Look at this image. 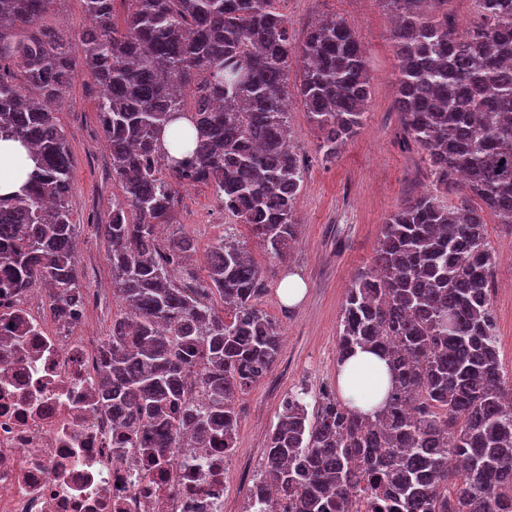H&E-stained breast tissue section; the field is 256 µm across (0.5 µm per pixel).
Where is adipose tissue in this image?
I'll return each instance as SVG.
<instances>
[{"label": "adipose tissue", "instance_id": "adipose-tissue-1", "mask_svg": "<svg viewBox=\"0 0 512 512\" xmlns=\"http://www.w3.org/2000/svg\"><path fill=\"white\" fill-rule=\"evenodd\" d=\"M31 166L26 146L12 139H0V196L18 193ZM343 396L352 407L368 413L378 407L389 387L385 361L372 349L356 348L338 366Z\"/></svg>", "mask_w": 512, "mask_h": 512}]
</instances>
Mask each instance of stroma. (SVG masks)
Listing matches in <instances>:
<instances>
[{"label":"stroma","instance_id":"1","mask_svg":"<svg viewBox=\"0 0 512 512\" xmlns=\"http://www.w3.org/2000/svg\"><path fill=\"white\" fill-rule=\"evenodd\" d=\"M288 20V35L302 45L309 27L323 16L344 20L366 52L371 99L359 132L340 149L334 161L322 158L321 131L310 121L296 87H289L290 143L305 169L295 216L302 234L294 258L279 262L266 253L249 226L231 224L218 209L211 189H181L165 234L191 236L198 253L233 230L251 252L260 272L261 308L281 326L283 346L275 368L246 393L237 395L238 463L260 472L266 444L289 392L307 388L311 395L339 393L337 381L339 323L342 302L352 277L370 265L386 219L408 201L434 192L423 150L404 146V132L394 110L397 60L391 13L379 0H278ZM72 155L70 206L78 226V271L98 303L84 312L76 331L108 336L118 303L112 296L107 246L96 231L106 219L120 185L112 176L110 154L83 82L66 93L57 114ZM487 243L495 259L490 288L499 356L512 379V228L488 220ZM307 285L304 299L293 306L279 297L278 286L290 274Z\"/></svg>","mask_w":512,"mask_h":512}]
</instances>
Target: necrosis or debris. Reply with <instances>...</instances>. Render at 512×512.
<instances>
[{
	"label": "necrosis or debris",
	"instance_id": "necrosis-or-debris-1",
	"mask_svg": "<svg viewBox=\"0 0 512 512\" xmlns=\"http://www.w3.org/2000/svg\"><path fill=\"white\" fill-rule=\"evenodd\" d=\"M0 512H224L234 458L185 440L177 457L115 453L132 421L101 406L99 342L50 326L38 289L0 298Z\"/></svg>",
	"mask_w": 512,
	"mask_h": 512
}]
</instances>
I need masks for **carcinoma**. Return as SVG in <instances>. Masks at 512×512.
Returning a JSON list of instances; mask_svg holds the SVG:
<instances>
[{
  "mask_svg": "<svg viewBox=\"0 0 512 512\" xmlns=\"http://www.w3.org/2000/svg\"><path fill=\"white\" fill-rule=\"evenodd\" d=\"M58 2L0 0V137L34 150L20 193L0 197V293L46 286L64 326L84 312L72 157L48 107L84 78L120 182L97 225L121 304L100 346L103 407L135 417L143 448H180L185 429L200 441L222 430L234 448V399L277 363L282 330L258 307L260 271L234 235L208 247L202 277L194 239L157 228L171 222L178 187L198 184L268 254L291 258L304 167L289 146L290 60L301 57L298 93L331 162L368 108L362 46L331 19L293 49L277 0H121L120 23L115 0H82L93 25L75 46L44 23ZM384 2L396 16L394 109L436 193L387 218L371 266L347 287L339 358L375 348L390 388L371 413L289 394L259 481L288 512H512V384L493 333L485 220L512 228V0H477L468 30L448 18V0ZM179 118L196 131L182 159L161 147ZM453 186L456 206L444 198ZM191 373L200 406L185 394Z\"/></svg>",
  "mask_w": 512,
  "mask_h": 512,
  "instance_id": "obj_1",
  "label": "carcinoma"
}]
</instances>
